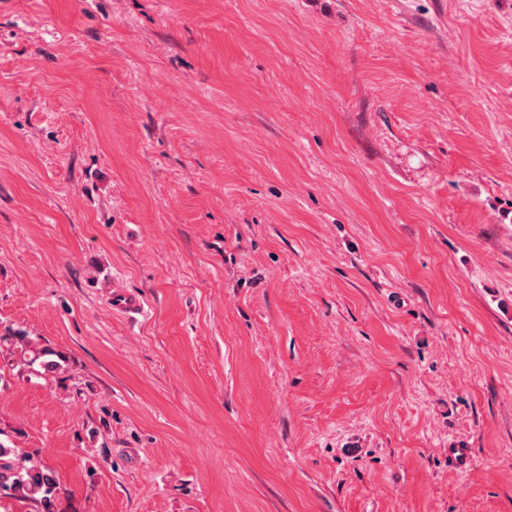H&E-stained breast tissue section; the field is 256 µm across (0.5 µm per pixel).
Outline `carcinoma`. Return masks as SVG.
I'll list each match as a JSON object with an SVG mask.
<instances>
[{
  "mask_svg": "<svg viewBox=\"0 0 512 512\" xmlns=\"http://www.w3.org/2000/svg\"><path fill=\"white\" fill-rule=\"evenodd\" d=\"M10 340L27 366H37L45 373L59 369V362L49 359L53 355L50 349L38 346L24 335L5 338L7 342ZM4 491L20 501L39 505L42 512H50L59 483L51 469L21 450L0 443V493Z\"/></svg>",
  "mask_w": 512,
  "mask_h": 512,
  "instance_id": "1",
  "label": "carcinoma"
}]
</instances>
